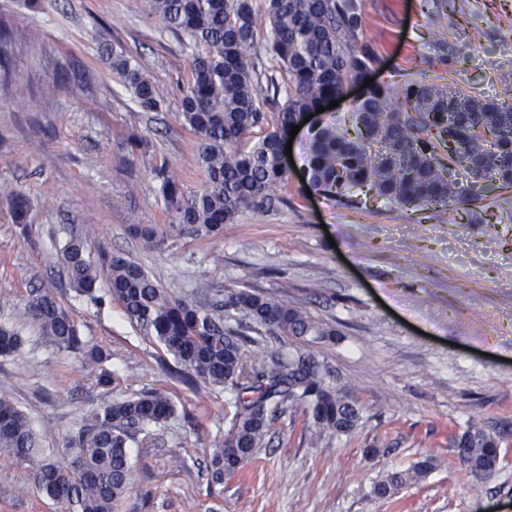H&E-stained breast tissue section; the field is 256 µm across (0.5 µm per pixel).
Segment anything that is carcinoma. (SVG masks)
Wrapping results in <instances>:
<instances>
[{"label":"carcinoma","instance_id":"carcinoma-1","mask_svg":"<svg viewBox=\"0 0 512 512\" xmlns=\"http://www.w3.org/2000/svg\"><path fill=\"white\" fill-rule=\"evenodd\" d=\"M152 14L176 32H184L195 52L190 79L181 89L178 116L198 140L196 164L204 174L201 189L185 192V173L163 164L155 169L168 224H130L127 232L142 249L165 245L168 231L203 240L221 235L224 225L245 212L268 211L283 201L278 186L288 180L282 147L302 116L342 94L351 83H364L379 63L372 42L362 37L360 0H148ZM269 24V52L279 73L257 70L246 51L258 29ZM112 71L145 112H160L164 91L123 52L112 50ZM285 99H280V93ZM501 103H486L450 86L424 80L402 90L372 83L352 102L353 130L335 122L310 129L307 175L310 186L338 203L352 202L350 191L363 188L404 208L454 206L465 201L459 181L448 168L472 179L512 187V84ZM381 146L378 152L371 144ZM0 199L13 223L28 224L29 199L7 184ZM53 265L66 274L76 296L98 306L101 271L86 240L70 238L55 248ZM106 288L127 318L157 341L177 366L175 377L187 385L203 384L235 393L237 411L220 448L211 459L215 482L235 472L263 441L269 422L288 406L304 405L316 436L352 430L361 407L334 386L314 356L279 349L269 357L245 355L246 336L224 325L233 308L268 328L273 336L331 339L336 331L314 322L301 309L246 290L230 291L206 303L170 294L138 263L112 255ZM20 320L37 326L58 348L83 354L92 368L106 359L100 349L86 351L79 330L52 291L35 288ZM261 344L262 340H248ZM18 327L0 324V356L21 348ZM175 414L161 390L144 391L92 412L67 439L62 462L39 459L40 437L27 414L0 396V451L35 463L33 486L62 506L63 512H114L132 488L129 448L139 432ZM459 462L477 480L490 478L502 458L498 442L480 429L456 443ZM436 467L426 457L375 484L388 497L418 482Z\"/></svg>","mask_w":512,"mask_h":512}]
</instances>
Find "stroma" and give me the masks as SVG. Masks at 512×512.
<instances>
[{"label": "stroma", "instance_id": "stroma-1", "mask_svg": "<svg viewBox=\"0 0 512 512\" xmlns=\"http://www.w3.org/2000/svg\"><path fill=\"white\" fill-rule=\"evenodd\" d=\"M362 4L380 58L376 82L399 88L421 74L487 101L512 83V0ZM0 26L13 34L11 70L0 76V184L31 204L22 229L0 202V322L16 321L31 290L45 286L85 348L108 355L101 369L83 367L80 354L26 323L20 351L0 357V395L31 418L46 458L62 459L65 438L92 409L160 389L177 414L133 444L134 485L116 512H512V189L449 208L341 205L305 191L303 128L277 209L245 214L212 240L182 236L147 252L126 227L163 221L155 166L195 163L196 139L175 106L190 76L188 38L146 0H37L33 9L0 0ZM112 47L168 91L169 107L141 111L112 72ZM134 136L147 140L146 154L131 153ZM90 224L99 265L120 253L187 300L244 289L334 329L332 341L283 342L313 354L358 400L356 427L317 441L306 408L288 407L252 458L213 483L207 464L231 426L233 396L174 379L165 351L118 302L75 297L49 253ZM283 342L271 336L266 346ZM472 428L502 450L485 481L467 474L453 446ZM426 457L438 466L425 479L374 496L378 479ZM31 471L0 455V512H61Z\"/></svg>", "mask_w": 512, "mask_h": 512}]
</instances>
